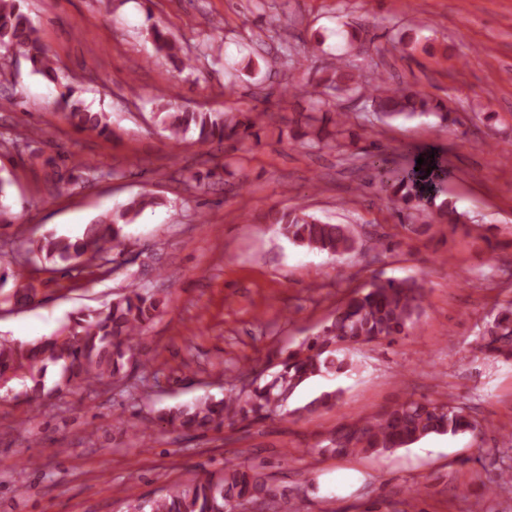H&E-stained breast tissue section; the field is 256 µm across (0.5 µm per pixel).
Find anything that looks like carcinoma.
<instances>
[{"mask_svg": "<svg viewBox=\"0 0 512 512\" xmlns=\"http://www.w3.org/2000/svg\"><path fill=\"white\" fill-rule=\"evenodd\" d=\"M23 0H0V50L26 58L33 71L52 81L58 74L54 60L40 43L36 29L22 8ZM151 38L158 57L187 68L190 60L180 57L181 47L168 33L158 27L151 29ZM361 33H348L349 51L336 56V63L322 75L294 87L293 95L309 99L313 108L328 105L327 96H359L366 110L384 120L435 116L448 122V107L405 84H393L380 72L362 77L353 69L349 57L360 48ZM72 91L62 94L60 117L79 131L109 137L112 129L105 114L90 112L78 101L71 100ZM163 112L161 123L170 137L179 140L191 129L198 132L197 142H240L254 135L256 116L251 110L236 113L207 112L183 109L172 104L165 95L157 96ZM349 116L336 113L333 130L326 122L311 131H296L295 139L317 148H343L349 133ZM104 173L52 171L49 189L61 193L79 183H88ZM427 172H416L383 187L386 200L402 205L407 217L432 218L454 228L462 223L464 214L451 201L439 204L425 197ZM11 181L0 178V223H12L6 204L7 186ZM159 205L149 194H140L120 205L104 218L94 220L81 239L45 236L29 242L24 263L34 259L70 262L85 259L89 263L104 260L119 247H127L124 229L146 210ZM268 222L281 226L289 241L331 255H344L358 249L375 251L381 239H362L348 224L325 222L304 208L272 210ZM161 301L155 295L134 285L126 287L104 309H80L54 334L34 342L0 338V383L6 392L1 401L17 400L36 404L63 391L90 390L104 384L126 383L149 359L137 348V340L159 314ZM423 313V286L413 278H388L374 281L369 288L356 290L336 307L330 324L301 342L279 363L264 384L251 389L233 384L224 397L203 395L191 404L167 409L162 420L186 432L219 430L224 421L257 420L281 412L294 391L306 381L328 375L347 374L355 369L353 349L373 341L389 340L407 333ZM480 351L494 357L512 359V303L503 306L494 319L486 323L478 337ZM52 378H47L48 372ZM16 381L25 385L18 394L10 388ZM341 396V389L321 393L307 404L292 410L294 414L314 413L332 405ZM478 423L465 408L431 400H406L395 403L374 416L331 430L324 452L338 456L381 455L403 448L432 435L473 432ZM276 505L278 492L268 485L257 468L228 462L224 468L208 472L186 484L174 485L157 498L138 501L143 512H241L257 502Z\"/></svg>", "mask_w": 512, "mask_h": 512, "instance_id": "1", "label": "carcinoma"}]
</instances>
